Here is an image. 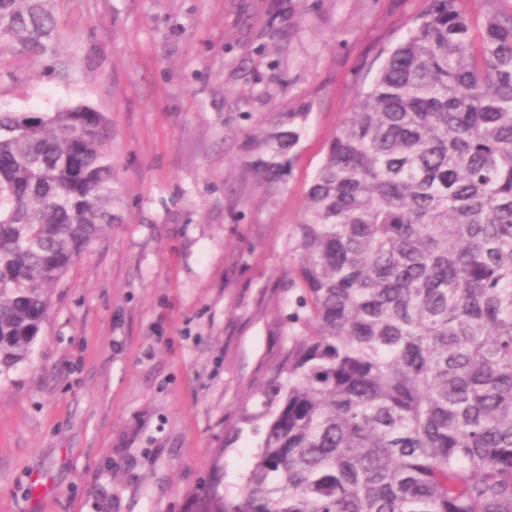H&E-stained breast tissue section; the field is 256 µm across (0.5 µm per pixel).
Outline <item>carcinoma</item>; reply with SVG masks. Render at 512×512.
<instances>
[{
  "label": "carcinoma",
  "mask_w": 512,
  "mask_h": 512,
  "mask_svg": "<svg viewBox=\"0 0 512 512\" xmlns=\"http://www.w3.org/2000/svg\"><path fill=\"white\" fill-rule=\"evenodd\" d=\"M55 0H0V47L39 60ZM429 0L346 115L297 226L310 316L235 496L199 512H512V10ZM306 113L263 135L280 178ZM107 118L0 112V380L112 223Z\"/></svg>",
  "instance_id": "carcinoma-1"
}]
</instances>
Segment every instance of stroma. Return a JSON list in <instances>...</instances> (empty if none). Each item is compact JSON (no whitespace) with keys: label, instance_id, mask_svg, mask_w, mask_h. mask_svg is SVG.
I'll use <instances>...</instances> for the list:
<instances>
[{"label":"stroma","instance_id":"stroma-1","mask_svg":"<svg viewBox=\"0 0 512 512\" xmlns=\"http://www.w3.org/2000/svg\"><path fill=\"white\" fill-rule=\"evenodd\" d=\"M428 0H57L67 75L0 51V112L112 129V226L0 382V512H195L244 482L304 330L296 225ZM307 119L269 187L262 133Z\"/></svg>","mask_w":512,"mask_h":512}]
</instances>
